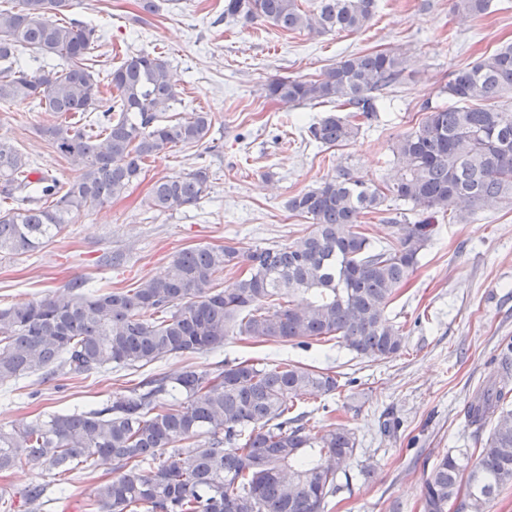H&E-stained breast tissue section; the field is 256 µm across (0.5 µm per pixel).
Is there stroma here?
Segmentation results:
<instances>
[{"label":"stroma","instance_id":"35a3bbf8","mask_svg":"<svg viewBox=\"0 0 512 512\" xmlns=\"http://www.w3.org/2000/svg\"><path fill=\"white\" fill-rule=\"evenodd\" d=\"M496 11L465 16L451 0H377L370 24L355 33H288L262 21L222 22L224 0H156L142 14L138 0H73L75 18L95 27L93 54L101 68L118 67L144 50L163 56L182 90L179 117L211 112L213 147L177 149L149 160L144 180L130 194L80 216L43 249L0 258V306L58 294L73 281L96 288H132L163 274L171 256L197 245L248 249L293 242L307 219L290 212V197L347 167L388 181L391 145L415 126L420 107L435 98L455 69L512 42V0ZM391 51L408 59L405 80L394 87L377 120L356 139L331 149L308 140L307 126L330 103L286 107L267 98L276 78L309 79L343 57ZM49 113L27 103L0 109V137L31 160L36 172L68 182L78 168L38 132ZM210 172L209 195L194 206L161 213L145 197L162 177L198 165ZM405 346L393 359L367 363L335 342L307 347L229 338L217 353L183 354L148 366L115 367L90 376L32 374L0 387V427L30 422L41 412L92 408L126 395L151 373L218 362L299 361L340 373L346 385L329 398L303 396L300 410L319 427L340 423L358 445L353 483L329 500L326 512H421L423 481L445 454L473 452L464 408L479 389L494 384L499 362L512 348V205L485 209L478 220L452 224L437 216L432 240L408 284L388 309ZM396 427L385 433L382 421ZM368 476H359L361 468ZM112 465L93 473L57 477L39 467L0 478L12 499L34 485L48 488L42 512H80Z\"/></svg>","mask_w":512,"mask_h":512}]
</instances>
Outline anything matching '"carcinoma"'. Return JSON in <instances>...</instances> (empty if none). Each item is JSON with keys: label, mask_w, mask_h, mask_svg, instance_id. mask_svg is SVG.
Masks as SVG:
<instances>
[{"label": "carcinoma", "mask_w": 512, "mask_h": 512, "mask_svg": "<svg viewBox=\"0 0 512 512\" xmlns=\"http://www.w3.org/2000/svg\"><path fill=\"white\" fill-rule=\"evenodd\" d=\"M493 0H453V11L482 15ZM73 0H15L0 7V105L30 102L62 118L39 132L79 175L60 183L29 178L28 157L0 138V255L36 251L83 214L123 196L145 160L205 142L212 115L172 119L182 103L167 60L140 52L105 76L96 70L95 29L70 17ZM377 0H224V20L262 19L288 32L354 33ZM28 50L47 62L39 75ZM405 58L386 51L349 55L310 80L281 78L267 96L289 106L337 103L308 126L328 149L355 139L377 118L386 91L405 77ZM112 94L103 99L102 84ZM512 43L448 76L438 92L455 106L425 103L417 126L391 146L394 173L380 186L349 168L288 200L310 230L288 244L239 249L200 246L172 256L166 273L134 288L99 292L85 281L60 294L0 308V385L40 372L88 376L112 365L145 366L176 354L211 351L230 336L281 343L336 341L354 357L382 361L404 347L387 309L430 241L431 214L463 224L493 202L512 203ZM107 109L100 112L101 102ZM207 167L163 177L148 205L158 212L200 202ZM408 206L414 223L393 222V240L375 245L362 218ZM238 272L223 287L224 272ZM338 375L300 362H247L175 376L151 375L96 408L42 415L18 430L0 428V475L25 466L69 473L112 460L84 512H325L357 450L343 425L311 434L301 395L333 396ZM512 360L498 383L466 405L475 437L488 432L474 465L444 456L426 476L423 512H448L468 472L461 509L486 512L512 484ZM40 512L47 488L21 493Z\"/></svg>", "instance_id": "1"}]
</instances>
